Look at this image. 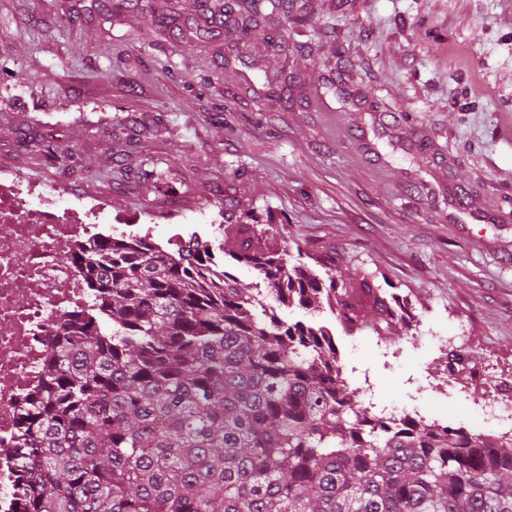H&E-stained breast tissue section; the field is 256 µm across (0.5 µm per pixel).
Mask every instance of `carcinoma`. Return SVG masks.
<instances>
[{"label":"carcinoma","mask_w":512,"mask_h":512,"mask_svg":"<svg viewBox=\"0 0 512 512\" xmlns=\"http://www.w3.org/2000/svg\"><path fill=\"white\" fill-rule=\"evenodd\" d=\"M291 7L244 10L304 23ZM237 234L221 253L265 294L200 244L114 238L68 257L91 302L62 323L23 413L20 512H512V437L372 422L331 331L267 303L326 305L380 335L398 298L288 267L252 224Z\"/></svg>","instance_id":"cac0c4a2"}]
</instances>
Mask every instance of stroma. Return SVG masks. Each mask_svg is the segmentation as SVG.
<instances>
[{
  "mask_svg": "<svg viewBox=\"0 0 512 512\" xmlns=\"http://www.w3.org/2000/svg\"><path fill=\"white\" fill-rule=\"evenodd\" d=\"M114 3L0 0V169L163 246L219 212L212 245L256 224L290 264L370 277L405 304L392 333L277 313L332 331L350 387L485 433L483 370L512 374V0H294L313 24L283 54L197 33L202 0ZM431 326L463 330L460 380Z\"/></svg>",
  "mask_w": 512,
  "mask_h": 512,
  "instance_id": "obj_1",
  "label": "stroma"
}]
</instances>
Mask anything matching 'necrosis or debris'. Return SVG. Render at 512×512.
I'll list each match as a JSON object with an SVG mask.
<instances>
[{"label":"necrosis or debris","mask_w":512,"mask_h":512,"mask_svg":"<svg viewBox=\"0 0 512 512\" xmlns=\"http://www.w3.org/2000/svg\"><path fill=\"white\" fill-rule=\"evenodd\" d=\"M105 200L0 170V512L21 497L9 450L58 323L86 303L67 256L114 234Z\"/></svg>","instance_id":"obj_1"}]
</instances>
